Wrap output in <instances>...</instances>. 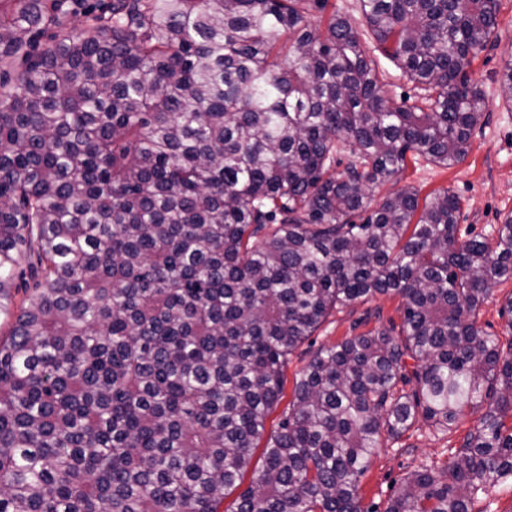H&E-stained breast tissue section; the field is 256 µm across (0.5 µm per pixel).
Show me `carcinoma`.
Wrapping results in <instances>:
<instances>
[{
    "label": "carcinoma",
    "instance_id": "1",
    "mask_svg": "<svg viewBox=\"0 0 512 512\" xmlns=\"http://www.w3.org/2000/svg\"><path fill=\"white\" fill-rule=\"evenodd\" d=\"M302 2L111 0L43 46L59 0H0V512H220L290 356L377 294L400 329L312 355L234 512H366L381 435L467 409L448 470L385 512H471L512 481V339L478 322L512 215L460 243L448 189L373 203L410 152L464 160L498 0H360L424 91L408 108L350 21Z\"/></svg>",
    "mask_w": 512,
    "mask_h": 512
}]
</instances>
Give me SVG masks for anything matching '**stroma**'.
Wrapping results in <instances>:
<instances>
[{
	"label": "stroma",
	"mask_w": 512,
	"mask_h": 512,
	"mask_svg": "<svg viewBox=\"0 0 512 512\" xmlns=\"http://www.w3.org/2000/svg\"><path fill=\"white\" fill-rule=\"evenodd\" d=\"M496 33L495 41L489 43L468 70L471 80L484 92L485 112L472 133L466 158L450 167L422 158L408 161L398 181L388 182L376 191L381 199L394 192L400 183L415 187L423 196L438 189H450L461 200L459 228L466 239L491 235L505 215L512 214V102L506 101L500 90L504 62L512 58V0H499ZM401 323L402 300L393 294L332 310L291 356L285 369L283 397L268 417L267 428H274L281 412L287 410L297 374L319 347ZM476 423V414L468 413L454 430L442 433L420 418L401 437H383L360 484L365 512H385L390 500L401 491L405 475L420 465H448L455 448Z\"/></svg>",
	"instance_id": "35a3bbf8"
}]
</instances>
